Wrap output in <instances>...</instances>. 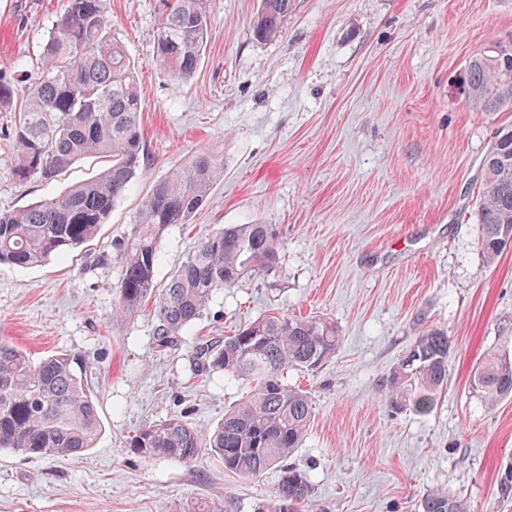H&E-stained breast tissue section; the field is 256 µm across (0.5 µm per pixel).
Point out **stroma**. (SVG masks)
Wrapping results in <instances>:
<instances>
[{"instance_id":"stroma-1","label":"stroma","mask_w":512,"mask_h":512,"mask_svg":"<svg viewBox=\"0 0 512 512\" xmlns=\"http://www.w3.org/2000/svg\"><path fill=\"white\" fill-rule=\"evenodd\" d=\"M260 0H212L201 61L186 82L155 61L161 0H107L113 35L135 63L145 163L86 253L19 270L0 265V340L32 360L84 355L102 433L72 459L0 452V512H183L204 498L254 512L279 473L243 478L202 454L191 464L131 449L144 425L173 414L216 424L238 398L221 378L194 379L191 344L156 351L154 300L112 318L118 243L154 181L198 150L224 177L190 223L157 242V283L224 224L273 225L277 265L224 289L194 329L216 340L269 313L318 315L340 335L332 357L289 371L315 417L291 462L312 478L304 512H418L429 489L470 512H512L499 479L512 464V398L487 409L468 389L494 346L512 352V247L481 250L482 160L512 112H477L458 81L469 58L512 38V0H293L280 37L255 39ZM67 0H0V71L24 66L25 97L42 44ZM0 112V211L59 194L99 168L17 181ZM426 327L452 340L448 386L432 412L391 409L383 384Z\"/></svg>"}]
</instances>
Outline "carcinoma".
Segmentation results:
<instances>
[{"label": "carcinoma", "mask_w": 512, "mask_h": 512, "mask_svg": "<svg viewBox=\"0 0 512 512\" xmlns=\"http://www.w3.org/2000/svg\"><path fill=\"white\" fill-rule=\"evenodd\" d=\"M43 46L44 68L25 99L0 76V112L14 113L13 177L51 182L84 157L106 159L97 175L23 209L0 212V264L40 266L96 238L115 201L144 165L138 75L124 45L112 36L106 0H68ZM292 0H261L253 21L260 40L280 36ZM211 23L210 0H163L156 61L175 80L193 75ZM467 104L482 112L512 109V44L473 56L461 81ZM479 205L481 247L495 262L512 244V126L501 129L483 160ZM224 177V158L200 150L157 180L143 198L136 227L120 245L122 274L113 318L129 320L155 298V348L171 351L193 337L196 377L221 375L245 386L214 428L181 415L141 428L130 447L148 458L195 462L203 450L224 470L253 477L279 469L275 498L257 512H300L313 494L311 478L287 463L315 417L311 397L288 384V370H312L336 353L335 322L288 314L254 319L224 340L192 336L195 321L216 294L272 267L279 238L269 224H230L202 237L196 249L157 287V240L187 224ZM452 341L426 328L384 383L389 405L432 411L448 384ZM92 365L79 353L56 351L40 362L0 341V451L29 458H69L95 447L101 433ZM472 392L489 408L512 397V356L492 351L473 368ZM418 512H469L445 490L430 489Z\"/></svg>", "instance_id": "carcinoma-1"}]
</instances>
